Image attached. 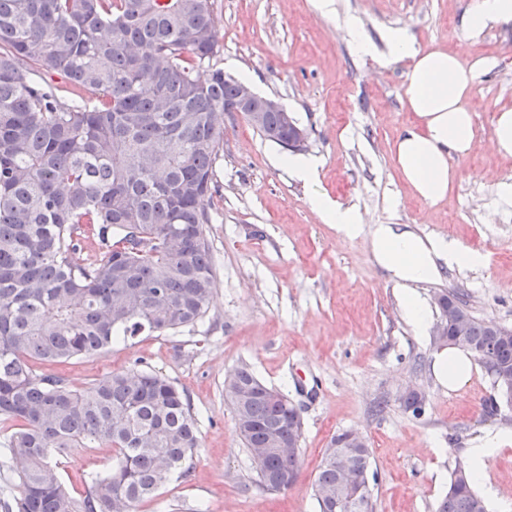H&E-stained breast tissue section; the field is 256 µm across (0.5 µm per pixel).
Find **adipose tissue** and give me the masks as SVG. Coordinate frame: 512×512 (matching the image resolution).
I'll list each match as a JSON object with an SVG mask.
<instances>
[{
  "label": "adipose tissue",
  "mask_w": 512,
  "mask_h": 512,
  "mask_svg": "<svg viewBox=\"0 0 512 512\" xmlns=\"http://www.w3.org/2000/svg\"><path fill=\"white\" fill-rule=\"evenodd\" d=\"M512 23V0H473L466 18L467 38L478 37L487 27ZM348 35L359 52L382 51L386 61L409 60V84L404 102L417 121L396 143V161L404 180L423 200L435 203L448 194L455 177L449 154H468L474 144V117L467 106L482 63H464L459 54L438 47L423 51L406 32L386 29L382 46L367 40L357 20L347 23ZM313 210L324 223L335 225L345 238L364 230L359 213L326 194L315 193ZM370 232L377 264L396 284L403 286L402 310L406 320L421 329L429 323V311L414 291V284L435 280L442 266L463 268L478 265V253L457 247L448 240H422L395 224H377ZM438 383L457 391L467 385L475 364L471 352L450 346L433 355Z\"/></svg>",
  "instance_id": "1"
}]
</instances>
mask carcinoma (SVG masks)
<instances>
[{"label": "carcinoma", "mask_w": 512, "mask_h": 512, "mask_svg": "<svg viewBox=\"0 0 512 512\" xmlns=\"http://www.w3.org/2000/svg\"><path fill=\"white\" fill-rule=\"evenodd\" d=\"M215 0H0V445L20 461L4 512H139L199 447L186 395L133 369L82 391L39 366L137 336H167L207 313L216 266L206 235L224 153V112L243 82L202 74L218 51ZM287 147L294 128L270 112L258 128ZM92 244L83 263L74 255ZM466 317L463 336L487 372L512 386V328ZM224 389L248 452L265 449L259 484L288 490L299 459L269 447L302 436L299 411L247 367ZM107 443L117 465L64 487L58 458ZM361 512H375L370 452L357 449ZM339 486L336 464L315 481ZM437 512H487L464 463Z\"/></svg>", "instance_id": "1"}]
</instances>
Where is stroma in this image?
Wrapping results in <instances>:
<instances>
[{
  "label": "stroma",
  "mask_w": 512,
  "mask_h": 512,
  "mask_svg": "<svg viewBox=\"0 0 512 512\" xmlns=\"http://www.w3.org/2000/svg\"><path fill=\"white\" fill-rule=\"evenodd\" d=\"M471 3L335 0V13L324 16L312 0H216L223 36L211 65L284 106L307 134L302 154L318 161L319 181L294 179L279 164L284 148L242 113H225L207 227L217 287L206 316L169 336L54 366L74 390L145 368L187 395L200 446L187 475L140 512H318L312 487L332 436L345 430L367 440L376 512H436L468 448L490 431L512 434V410H490L484 369L457 393L436 382L432 333L406 322L400 291L376 263L367 232L400 224L478 253L481 264L443 269L415 290L428 302L456 292L475 316L512 327V206L497 190L512 182V158L492 147L498 114L512 108V25L468 39ZM350 17L373 42L399 28L420 49L442 46L461 51L465 63H486L468 101L474 147L449 156L456 179L438 203L417 197L396 162L395 143L415 119L403 106L409 63L383 66L360 54L345 31ZM317 191L357 209L364 233L347 239L323 223L310 203ZM242 365L300 408V471L281 493L258 485L224 396L225 375ZM409 388L422 397L421 413L403 405ZM115 461L104 444L75 448L59 472L80 498L86 476ZM483 471L498 500L511 504L512 441L485 458Z\"/></svg>",
  "instance_id": "1"
}]
</instances>
